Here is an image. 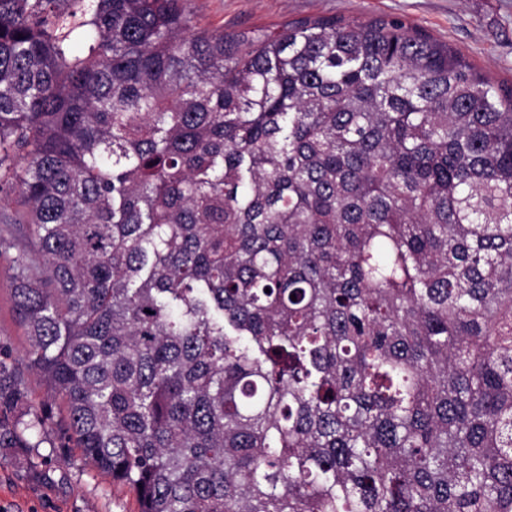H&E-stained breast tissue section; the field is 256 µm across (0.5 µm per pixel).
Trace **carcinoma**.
<instances>
[{
    "label": "carcinoma",
    "instance_id": "carcinoma-1",
    "mask_svg": "<svg viewBox=\"0 0 512 512\" xmlns=\"http://www.w3.org/2000/svg\"><path fill=\"white\" fill-rule=\"evenodd\" d=\"M191 2L0 0V222L65 439L138 512H512V88L399 20ZM26 404L0 359V448Z\"/></svg>",
    "mask_w": 512,
    "mask_h": 512
}]
</instances>
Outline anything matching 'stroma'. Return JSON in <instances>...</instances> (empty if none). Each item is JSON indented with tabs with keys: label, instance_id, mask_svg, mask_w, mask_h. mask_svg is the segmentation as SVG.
<instances>
[{
	"label": "stroma",
	"instance_id": "obj_1",
	"mask_svg": "<svg viewBox=\"0 0 512 512\" xmlns=\"http://www.w3.org/2000/svg\"><path fill=\"white\" fill-rule=\"evenodd\" d=\"M196 27L227 32L274 29L318 16L397 19L459 50L481 72L512 87V0H192ZM15 227L0 257V356L27 388L31 413L50 410L33 448H0V512H136L133 489L112 482L67 446L65 408L28 368V338L13 310L9 256L28 249Z\"/></svg>",
	"mask_w": 512,
	"mask_h": 512
}]
</instances>
